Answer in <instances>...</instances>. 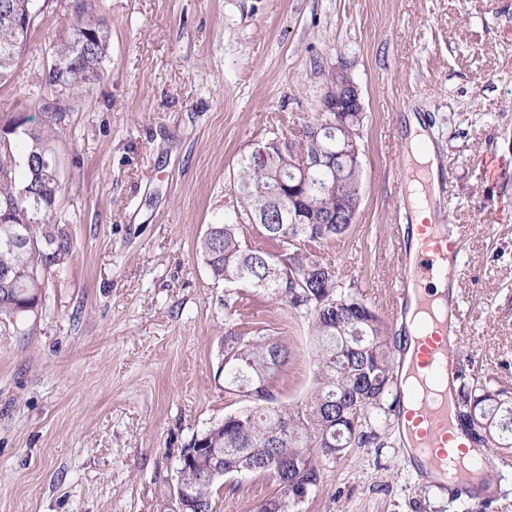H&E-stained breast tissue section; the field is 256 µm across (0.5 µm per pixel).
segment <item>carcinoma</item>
I'll return each mask as SVG.
<instances>
[{"instance_id": "obj_1", "label": "carcinoma", "mask_w": 512, "mask_h": 512, "mask_svg": "<svg viewBox=\"0 0 512 512\" xmlns=\"http://www.w3.org/2000/svg\"><path fill=\"white\" fill-rule=\"evenodd\" d=\"M14 0H0V85L12 77L30 34L14 19ZM109 53L106 24L79 15L54 49L59 68L45 73L54 87L63 77L67 94L79 101L103 79ZM43 127L27 126L30 117L10 116L0 131L19 138L0 143V321L38 312L53 268L73 251L71 240L53 230L61 191L53 131L62 116L49 100L41 103ZM336 114L322 112L306 125L320 132L306 142H288L275 132L261 144L266 157H242L233 179L237 209L224 222L208 226L196 255L217 281L229 288L266 291L288 309L307 318L315 344L314 377L309 397L279 403L273 381L288 361V349L264 335L224 333V375L230 394L246 404L194 437L179 458L178 485L187 488L186 512H213L212 496L220 477L263 474L276 491L254 512H303L319 490L323 461L345 457L352 448L385 445L373 423L395 410L397 374L392 343L382 319L354 284H345L335 266L318 258L312 245L339 240L352 221L335 224L336 206L359 199L361 171L346 160L336 172L314 169L303 179L293 165L305 152L319 156L336 147L359 143L363 114L336 133ZM336 187L320 190L327 177ZM275 244L253 247L242 238L244 223ZM456 402L468 426L483 424L481 440L496 457L512 454V392L493 389L474 374L459 372ZM223 457L220 475L201 467L209 455Z\"/></svg>"}]
</instances>
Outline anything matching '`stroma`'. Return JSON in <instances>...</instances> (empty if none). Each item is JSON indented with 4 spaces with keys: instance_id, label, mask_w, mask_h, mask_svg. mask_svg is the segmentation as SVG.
Wrapping results in <instances>:
<instances>
[{
    "instance_id": "35a3bbf8",
    "label": "stroma",
    "mask_w": 512,
    "mask_h": 512,
    "mask_svg": "<svg viewBox=\"0 0 512 512\" xmlns=\"http://www.w3.org/2000/svg\"><path fill=\"white\" fill-rule=\"evenodd\" d=\"M83 3L111 30L106 75L54 141L73 254L38 313L0 323V512H169L182 448L242 404L218 372L226 328L288 348L277 400L310 391L307 320L263 292L225 309L196 246L232 213L242 157L269 131L296 139L341 60L364 104L359 207L319 257L388 318L392 160L417 116L447 182L436 212L463 236L459 367L512 388V0H36L1 120L38 117ZM323 472L306 512H512V468L455 497L405 467L394 428ZM275 490L264 475L221 479L214 512H252Z\"/></svg>"
}]
</instances>
